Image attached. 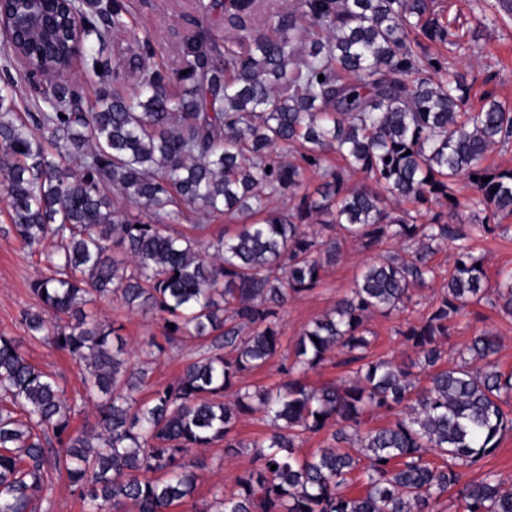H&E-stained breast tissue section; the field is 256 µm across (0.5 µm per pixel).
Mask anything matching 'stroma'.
Wrapping results in <instances>:
<instances>
[{
  "label": "stroma",
  "instance_id": "obj_1",
  "mask_svg": "<svg viewBox=\"0 0 512 512\" xmlns=\"http://www.w3.org/2000/svg\"><path fill=\"white\" fill-rule=\"evenodd\" d=\"M201 0H129V22L137 31L148 34L157 49L156 66L165 71L178 68L185 38L197 25H204L215 37L223 39L229 24L222 12L203 14ZM479 53L458 57L457 69L465 73L471 86L470 101L480 106L486 91H493L497 99L512 104V16L499 15L497 28L483 34L478 41ZM505 71L501 81H491L496 71ZM476 252L485 259L488 274L512 268V217L503 219L494 236L475 244ZM374 251L361 250L349 243L343 248L340 261L326 268L322 284L311 294L289 301L279 311L282 349L272 366L255 372L252 384L276 387L284 381L280 366L290 364V354L296 337L312 320L333 307L336 299L353 287L364 264L377 259ZM43 265L37 250L24 246L15 236L7 214L4 198L0 197V334L15 337L22 343L28 359L52 374L66 390L68 397L82 391V367L68 354L52 345L29 338L19 322L23 309L36 306L37 300L30 293L28 283ZM90 312L103 322L122 324V336L133 349H141L148 340L163 341L161 320L128 311L119 301L103 298L90 305ZM487 328L500 337L496 356L501 371H512V319L503 316L489 305H475L460 318L448 338L449 351L463 347L474 332ZM196 455L204 468L195 498L203 503L211 500L216 490H229L233 478L250 466L248 453L228 457L222 447L198 449Z\"/></svg>",
  "mask_w": 512,
  "mask_h": 512
}]
</instances>
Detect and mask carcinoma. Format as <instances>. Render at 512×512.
<instances>
[{
	"mask_svg": "<svg viewBox=\"0 0 512 512\" xmlns=\"http://www.w3.org/2000/svg\"><path fill=\"white\" fill-rule=\"evenodd\" d=\"M253 6L210 0L233 29L224 49L202 29L169 73L150 64L151 40L120 0H71L78 56L58 26L0 45L31 72L64 73L80 59L112 77L93 104L55 82L23 115L14 82L0 83L10 223L29 248L51 243L46 272L29 283L39 308L21 324L88 366L84 394L70 400L0 335V512H40L62 476L85 512H172L201 478L193 452L218 444L226 457L250 450L251 466L194 512H440L453 489L462 512H512L497 474L469 477L512 432L499 337L478 331L444 363L469 307L512 317V271L490 286L471 245L512 216V168L484 165L512 144V107L487 93L468 108L466 77L431 52L472 51L479 35L443 19L434 0H295L264 30L246 26ZM331 153L343 166L327 165ZM308 170L319 176L312 189ZM357 174L366 181L351 182ZM281 196L288 209L270 207ZM461 210L470 224L456 223ZM191 214L237 227L202 248L180 229ZM348 241L398 251L365 265L300 332L286 381L248 382L278 353V310L318 288ZM448 244L447 281L398 329L411 354L372 358L369 322L414 304L439 276L430 257ZM109 295L159 317L168 344H194L177 377L156 385L149 370L128 369L122 327L86 311ZM333 359L343 376L305 382ZM79 402L97 410L89 430L72 428ZM255 413L273 430L244 443L237 426ZM380 417L388 422L368 426ZM321 433L327 446L299 453Z\"/></svg>",
	"mask_w": 512,
	"mask_h": 512,
	"instance_id": "carcinoma-1",
	"label": "carcinoma"
}]
</instances>
